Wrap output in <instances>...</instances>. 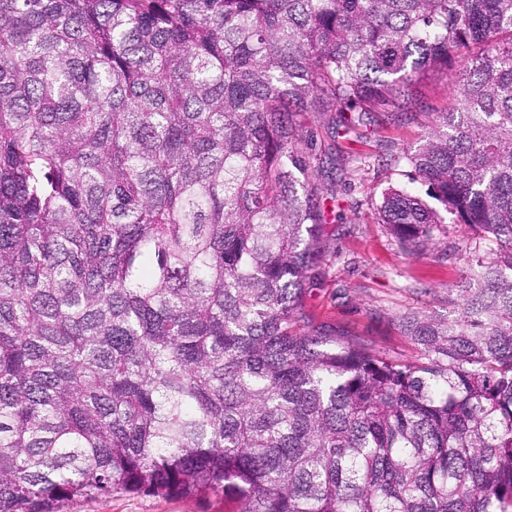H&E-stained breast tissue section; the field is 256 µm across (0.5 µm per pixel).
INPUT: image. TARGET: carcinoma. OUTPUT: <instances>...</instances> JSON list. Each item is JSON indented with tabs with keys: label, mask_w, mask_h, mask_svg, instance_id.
I'll use <instances>...</instances> for the list:
<instances>
[{
	"label": "carcinoma",
	"mask_w": 512,
	"mask_h": 512,
	"mask_svg": "<svg viewBox=\"0 0 512 512\" xmlns=\"http://www.w3.org/2000/svg\"><path fill=\"white\" fill-rule=\"evenodd\" d=\"M451 69L373 209L490 255L400 316L412 361L304 330L293 116H411ZM117 492L512 512V0H0V512ZM422 101L416 112H444L452 105V97L448 89V78L440 76L426 83L422 88Z\"/></svg>",
	"instance_id": "carcinoma-1"
}]
</instances>
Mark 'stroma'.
<instances>
[{
	"mask_svg": "<svg viewBox=\"0 0 512 512\" xmlns=\"http://www.w3.org/2000/svg\"><path fill=\"white\" fill-rule=\"evenodd\" d=\"M452 104L446 78L422 88L419 120L390 122L384 115L348 134L334 131L339 113L299 116V149L323 159L317 182L326 197L323 225L326 264L320 284L305 298L304 311L327 322L352 343L402 360L416 350L403 336L398 318L408 311L448 313V290L467 267L472 234L464 225H442L434 245L408 255L375 220L366 201L379 182L390 178L386 165L406 143L424 132L429 113ZM237 503L220 497L181 498L116 493L109 498L65 503L63 512H238Z\"/></svg>",
	"mask_w": 512,
	"mask_h": 512,
	"instance_id": "35a3bbf8",
	"label": "stroma"
}]
</instances>
